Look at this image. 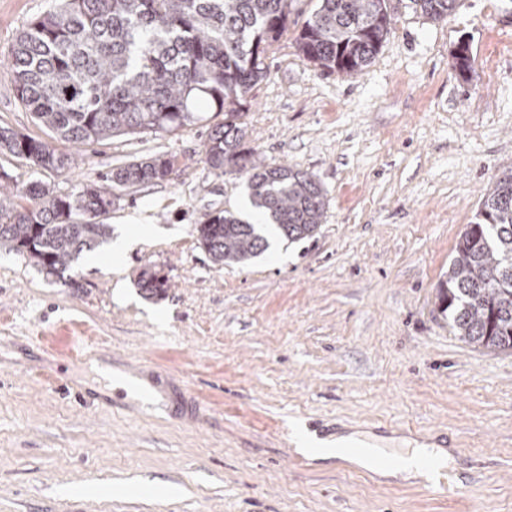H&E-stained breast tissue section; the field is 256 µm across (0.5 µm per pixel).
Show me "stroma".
Here are the masks:
<instances>
[{
	"mask_svg": "<svg viewBox=\"0 0 512 512\" xmlns=\"http://www.w3.org/2000/svg\"><path fill=\"white\" fill-rule=\"evenodd\" d=\"M389 0L391 33L356 76L303 62L295 40L317 0L268 55L246 148L312 174L319 233L244 265H214L194 228L227 210L255 221L247 178L212 172L219 112L174 135H119L69 171L0 154L18 184L78 192L110 170L173 155L171 179L128 187L108 218L144 235L72 262V284L0 247V512H512V353L454 336L437 286L484 191L512 171V7L462 0L435 23ZM53 0H0V126L45 140L7 61ZM473 46L461 77L452 53ZM168 278L145 297L144 269ZM116 373L158 376V408L107 390L81 343ZM447 434L450 496L331 459L291 455L295 427Z\"/></svg>",
	"mask_w": 512,
	"mask_h": 512,
	"instance_id": "stroma-1",
	"label": "stroma"
}]
</instances>
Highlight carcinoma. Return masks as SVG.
Returning a JSON list of instances; mask_svg holds the SVG:
<instances>
[{
    "label": "carcinoma",
    "instance_id": "1",
    "mask_svg": "<svg viewBox=\"0 0 512 512\" xmlns=\"http://www.w3.org/2000/svg\"><path fill=\"white\" fill-rule=\"evenodd\" d=\"M298 0H56L31 20L11 54L13 90L35 120L73 146L114 135L174 134L224 113L211 130L210 170L248 175L254 206L294 243L318 234L326 201L313 175L268 168L241 148L242 118L253 88L268 74L269 49L288 31ZM389 0H320L297 37L299 57L329 72L357 75L391 31ZM434 22L448 20L459 0H409ZM460 75L471 70L468 42L454 53ZM0 153L27 165L69 170L76 157L52 144L0 127ZM177 159L159 155L121 167L76 194L40 182L19 187L0 172V243L59 280L85 251L108 242L105 223L115 190L170 179ZM197 241L217 265L243 264L265 252L262 228L229 212L197 225ZM438 300L463 341L512 352V172L481 197L476 221L457 241ZM168 278L146 270L141 290L162 296Z\"/></svg>",
    "mask_w": 512,
    "mask_h": 512
}]
</instances>
